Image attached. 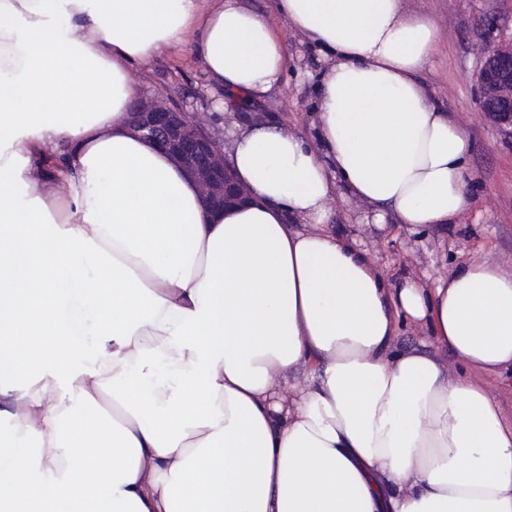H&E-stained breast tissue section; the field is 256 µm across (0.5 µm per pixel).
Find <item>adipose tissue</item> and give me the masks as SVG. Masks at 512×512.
I'll return each instance as SVG.
<instances>
[{
    "label": "adipose tissue",
    "instance_id": "adipose-tissue-1",
    "mask_svg": "<svg viewBox=\"0 0 512 512\" xmlns=\"http://www.w3.org/2000/svg\"><path fill=\"white\" fill-rule=\"evenodd\" d=\"M322 60L312 138L234 122L250 203L206 207L133 134L129 75L192 39L225 112L282 90L279 22ZM442 34L403 0H0V512H512V419L428 353L512 375V274L387 281L331 232L444 226L471 141L418 79ZM70 195L25 175L31 159ZM430 331L427 326L407 323L403 326L394 341V349L397 351L423 349L430 346Z\"/></svg>",
    "mask_w": 512,
    "mask_h": 512
}]
</instances>
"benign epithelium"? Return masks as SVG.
<instances>
[{
  "mask_svg": "<svg viewBox=\"0 0 512 512\" xmlns=\"http://www.w3.org/2000/svg\"><path fill=\"white\" fill-rule=\"evenodd\" d=\"M492 28L498 31L495 43L476 48L477 104L490 123L512 130V33L504 34L505 26L498 23ZM128 115L136 135L169 152L197 183L207 207L226 209L252 198L232 174L222 144L174 101L161 94L140 96Z\"/></svg>",
  "mask_w": 512,
  "mask_h": 512,
  "instance_id": "1",
  "label": "benign epithelium"
}]
</instances>
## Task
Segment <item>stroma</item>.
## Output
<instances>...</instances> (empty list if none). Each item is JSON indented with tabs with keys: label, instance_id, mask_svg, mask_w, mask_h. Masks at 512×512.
Instances as JSON below:
<instances>
[{
	"label": "stroma",
	"instance_id": "obj_1",
	"mask_svg": "<svg viewBox=\"0 0 512 512\" xmlns=\"http://www.w3.org/2000/svg\"><path fill=\"white\" fill-rule=\"evenodd\" d=\"M411 13H427L444 39L432 67L422 81L441 106L452 112L472 140L468 167L472 175L471 203L456 223L445 227L413 229L397 221L370 224L366 206L336 196L328 227L356 244L374 260L389 282L409 277L433 286L436 278L480 260L512 273V134L500 131L477 109L475 46L489 38L487 23H512V0H404ZM294 70L267 112L289 129L310 134V112L317 98L311 73L319 65L316 54L289 29L281 31ZM138 94L163 93L184 109L197 113L211 133L227 142L233 114L219 106L191 44L152 57L132 75Z\"/></svg>",
	"mask_w": 512,
	"mask_h": 512
}]
</instances>
